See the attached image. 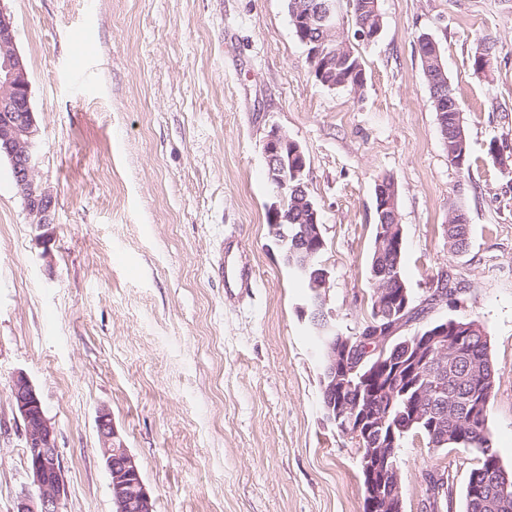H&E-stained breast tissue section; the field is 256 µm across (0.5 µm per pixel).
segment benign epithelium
<instances>
[{"label": "benign epithelium", "mask_w": 512, "mask_h": 512, "mask_svg": "<svg viewBox=\"0 0 512 512\" xmlns=\"http://www.w3.org/2000/svg\"><path fill=\"white\" fill-rule=\"evenodd\" d=\"M340 5L337 0H327L318 11H312L307 0H290L292 18L306 26H318L328 34L318 40L305 39L312 44L311 56L327 68H336V49L330 40L339 28ZM432 67L426 74L434 86L438 106L445 104L444 66L438 50L432 52ZM30 83L26 64L19 54L12 17L0 9V155L9 161L11 174L21 194L29 221L39 227L52 223L53 199L38 180V148L40 128L36 123L30 103ZM269 162V182L275 201L268 208L270 223L281 222L287 208L289 191L305 185L306 160L298 143L287 134L274 128L264 143ZM306 210L312 223L303 227L302 238L296 245L311 255L324 247L322 225L318 224L319 210L308 201ZM409 305L406 293L389 304L391 314L382 322L369 324L367 333L376 341L374 367L384 370L379 381L387 385L402 382L405 367L396 365L388 357L387 347L407 322ZM471 328L455 323L430 328L417 334V353L412 375V387L422 393L427 385V374H437L446 368L448 348L460 347L469 340ZM358 367L348 361V351L341 350V342L331 340L324 351L322 391L326 393L327 418L341 432L359 442L363 423L358 421L357 409L336 406V392L352 385L351 377ZM10 396L24 425L27 448L28 472L35 491L25 490L17 497L14 512H60L66 493L63 470L60 466L55 427L44 410L35 386L26 374L20 372L12 379ZM97 432L101 452L110 474V488L116 512H154V503L144 482L136 457L120 440L112 421V413L103 408L98 412ZM384 448L360 450V468L369 478V512H404L400 491V471L381 470Z\"/></svg>", "instance_id": "1"}]
</instances>
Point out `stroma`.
I'll return each mask as SVG.
<instances>
[{"label":"stroma","instance_id":"35a3bbf8","mask_svg":"<svg viewBox=\"0 0 512 512\" xmlns=\"http://www.w3.org/2000/svg\"><path fill=\"white\" fill-rule=\"evenodd\" d=\"M15 24L41 130L52 224L29 223L0 158V512L30 488L25 373L56 427L62 512H113L100 408L136 457L156 512H364L360 450L325 415L309 290L273 243L263 152L271 129L305 153L323 224L326 310L345 335L370 320L375 184L393 176L402 279L456 293L423 322L474 319L497 371L487 427L512 470V0H378L377 41L355 40L356 94L315 82L287 0H0ZM430 35L462 109L470 167L448 163L417 38ZM493 43L496 61L471 59ZM496 154H489V147ZM470 246L450 253V206ZM239 237L255 279L240 301L211 274ZM464 448L398 450L404 512L427 477L464 512Z\"/></svg>","mask_w":512,"mask_h":512}]
</instances>
